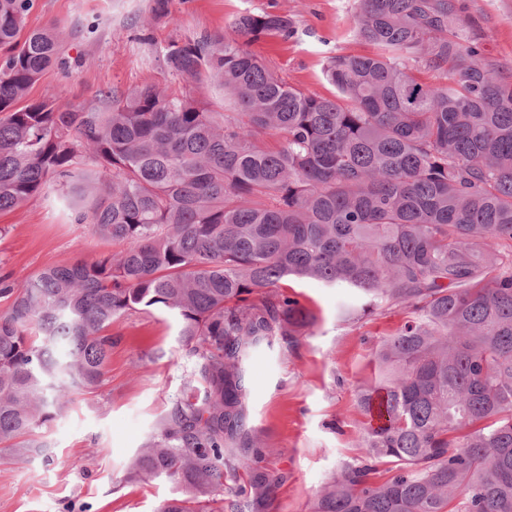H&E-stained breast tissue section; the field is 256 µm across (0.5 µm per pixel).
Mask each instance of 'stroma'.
Returning a JSON list of instances; mask_svg holds the SVG:
<instances>
[{
	"label": "stroma",
	"mask_w": 512,
	"mask_h": 512,
	"mask_svg": "<svg viewBox=\"0 0 512 512\" xmlns=\"http://www.w3.org/2000/svg\"><path fill=\"white\" fill-rule=\"evenodd\" d=\"M469 35L489 61L512 72V0H460ZM153 0H36L27 27L55 24L63 65L48 69L34 99L66 95L90 101L107 90L167 83L159 50L173 39L224 32L245 10L287 13L296 32L265 36L252 50L293 86L334 97L323 76L327 56L365 53L355 34L354 0H172L170 18L152 20ZM89 224L68 221L55 196L0 212V277L18 282L56 265L112 252ZM316 315L293 352H255L248 362V424L270 453L264 465L284 476L274 512H310L318 493L343 467L362 457L364 416L359 386L377 381L371 348L405 319L401 310L353 321L351 288L290 281ZM180 325L167 311L128 312L112 323V356L104 383L76 395L46 430L47 457L0 460V512H158L179 488L166 478H129L132 457L187 387L194 360Z\"/></svg>",
	"instance_id": "35a3bbf8"
}]
</instances>
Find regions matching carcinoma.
Returning <instances> with one entry per match:
<instances>
[{"instance_id":"1","label":"carcinoma","mask_w":512,"mask_h":512,"mask_svg":"<svg viewBox=\"0 0 512 512\" xmlns=\"http://www.w3.org/2000/svg\"><path fill=\"white\" fill-rule=\"evenodd\" d=\"M375 47L323 67L326 98L249 50L295 32L246 10L224 34L160 50L171 84L92 101H31L59 58L34 0H0V211L51 187L120 245L93 261L0 278V460L47 455L45 428L104 381L112 322L167 310L196 358L133 458L174 480L160 512H270L282 475L247 424L246 362L315 321L290 276L353 288L362 319L405 322L358 389L362 459L312 512H512V76L471 40L458 0H356ZM224 89V111L199 93ZM392 464L374 479L375 463Z\"/></svg>"}]
</instances>
